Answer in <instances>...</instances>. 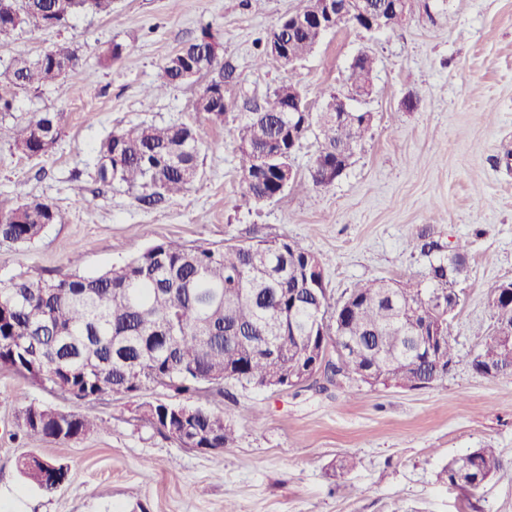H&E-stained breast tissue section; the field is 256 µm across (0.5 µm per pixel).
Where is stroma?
Here are the masks:
<instances>
[{
  "mask_svg": "<svg viewBox=\"0 0 512 512\" xmlns=\"http://www.w3.org/2000/svg\"><path fill=\"white\" fill-rule=\"evenodd\" d=\"M301 5L112 0L107 15L0 37V73L15 57L60 46L78 56L66 93L20 94L0 120V207L45 199L63 216L31 243H0V284L95 274L169 238L207 245L288 237L326 258L337 301L360 280H425L426 262L409 242L427 228L444 249L469 243L461 302L449 317L455 357L447 374L413 390L225 382L206 406L231 418L236 442L216 456L141 421L142 404L160 397L152 390L103 396L96 433L65 443L26 439L17 428L23 405L74 414L83 407L0 367V512H512V376L472 368L494 329L491 291L512 280V0H429L395 29L343 27L300 63L256 65L261 40ZM205 32L232 73L220 126L193 110L203 81L143 94L165 59ZM116 43L122 54L107 61ZM362 52L376 59L373 89L355 99L347 78ZM288 83L316 109L347 96L351 108L373 113L371 135L327 187L310 184L317 142L307 136L292 159L303 189L245 202L230 129L244 120L247 101L272 100ZM42 112L59 115L61 138L30 157L15 138ZM180 123L204 128L199 176L181 195L146 206L126 185L99 182V149L112 132ZM483 447L497 449L498 472L476 494L450 486L448 461ZM29 453L68 465V481L53 492L25 482L17 462ZM346 455L359 465L342 474L335 465Z\"/></svg>",
  "mask_w": 512,
  "mask_h": 512,
  "instance_id": "obj_1",
  "label": "stroma"
}]
</instances>
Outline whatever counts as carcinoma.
I'll return each instance as SVG.
<instances>
[{
  "instance_id": "cac0c4a2",
  "label": "carcinoma",
  "mask_w": 512,
  "mask_h": 512,
  "mask_svg": "<svg viewBox=\"0 0 512 512\" xmlns=\"http://www.w3.org/2000/svg\"><path fill=\"white\" fill-rule=\"evenodd\" d=\"M21 26L48 29L62 26L81 11L108 13L112 0H16ZM295 59L310 54L319 41L316 30L285 31ZM215 43L204 33L169 56L157 83L144 88L148 96L171 86L208 78L193 101V110L213 125L224 124L228 104L209 96L224 83V64ZM77 55L67 48L54 59L16 57L0 73V114L13 111L21 93L49 84L64 91L66 64ZM272 112L269 104L251 105L244 123L232 131L240 154L242 197L248 203L270 201L285 191L279 175L290 164L303 134L319 140L311 180L331 185L348 167L372 127L362 115L346 123L324 112ZM58 114L44 112L17 136L26 155L40 157L58 141ZM200 128L193 125H150L113 132L100 147L97 177L130 188H148L140 198L153 206L192 184L199 175ZM61 219L48 200L34 199L0 210V242L25 245L49 224ZM428 262L429 284L406 281L388 286L383 279L357 283L338 303H331L322 272L326 259L299 241L286 237L248 243L192 246L178 240L153 244L121 266L100 274H64L31 281L23 277L0 286V366L52 393L82 402L85 412L70 414L40 404L21 408L19 431L26 437L67 442L102 428L94 405L108 393L137 396L151 389L176 395L207 397L222 392L226 372L243 386L268 385L273 376L299 381L312 359L310 352L336 342L353 343L343 367L325 371L331 382L339 372L355 380L373 367L379 375L416 377L425 387L434 366L427 354L424 325L434 328L436 349L449 366L454 359L448 316L439 301L459 304L455 289L465 271L468 243L443 251L424 229L410 242ZM495 324L512 327V288L498 291L492 308ZM481 351L497 355L501 374L512 375V346L498 348L490 334ZM141 419L184 448L219 452L234 441L228 417L203 405L185 419L168 402L143 405ZM61 471L67 465L29 454L18 460L27 480L40 489L45 464ZM499 469L493 448H477L448 461V484L468 492L481 490Z\"/></svg>"
}]
</instances>
